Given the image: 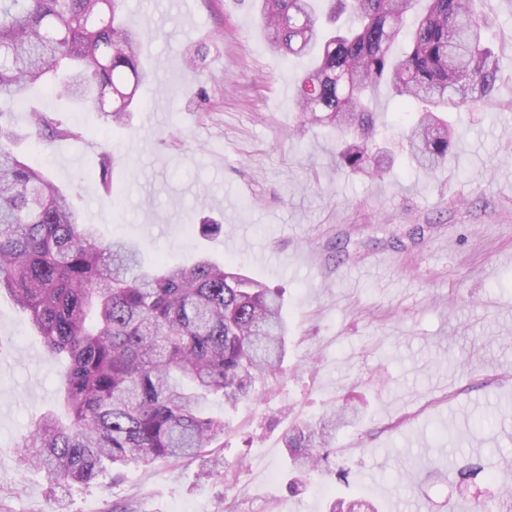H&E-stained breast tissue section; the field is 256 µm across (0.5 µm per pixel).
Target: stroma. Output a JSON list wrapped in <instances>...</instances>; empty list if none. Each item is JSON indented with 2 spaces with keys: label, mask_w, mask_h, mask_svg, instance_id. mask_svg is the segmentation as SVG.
Wrapping results in <instances>:
<instances>
[{
  "label": "stroma",
  "mask_w": 512,
  "mask_h": 512,
  "mask_svg": "<svg viewBox=\"0 0 512 512\" xmlns=\"http://www.w3.org/2000/svg\"><path fill=\"white\" fill-rule=\"evenodd\" d=\"M122 0L139 30L142 85L123 125L33 88L29 110L77 126L82 141L34 158L104 237L139 244L146 266L207 254L279 289L288 322L280 376L257 383L222 418L232 483L199 479V461L128 466L66 490L20 463L19 445L56 397L63 360L26 313L0 296V512H325L350 497L377 512H466L512 487V471L478 476L460 501L454 472L470 458L512 460V0H485L499 57L496 104L449 113L456 140L436 170L395 156L381 178L338 166L336 141L304 128L292 98L303 64L272 52L255 0ZM196 57L197 68L185 65ZM391 147L414 113L387 85L375 92ZM121 162L112 200L93 169L102 149ZM222 225L215 238L196 225ZM355 408L337 422L328 466L293 470L284 436L300 422Z\"/></svg>",
  "instance_id": "1"
}]
</instances>
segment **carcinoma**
Segmentation results:
<instances>
[{
    "label": "carcinoma",
    "mask_w": 512,
    "mask_h": 512,
    "mask_svg": "<svg viewBox=\"0 0 512 512\" xmlns=\"http://www.w3.org/2000/svg\"><path fill=\"white\" fill-rule=\"evenodd\" d=\"M482 0H260L269 46L307 67L298 79L303 124L342 142L340 166L382 175L384 124L372 94L388 85L418 118L402 146L422 170L448 160L452 132L439 113L497 102L498 59ZM138 30L119 0H0V293L29 317L46 349L66 359L61 412L44 411L23 439L21 462L55 487L89 484L107 469L209 456L224 420L204 414L219 398L234 408L279 372L288 326L278 291L207 255L190 265L144 266L128 240L99 238L69 195L34 160L15 155L8 112L36 84L122 123L137 89L156 77L141 61ZM26 137L42 148L81 133L46 112L28 113ZM121 159H98L108 180ZM325 423L285 436L306 474L329 455ZM243 459L208 464L205 478L234 475ZM328 512H376L337 498ZM474 512H512V490Z\"/></svg>",
    "instance_id": "cac0c4a2"
}]
</instances>
